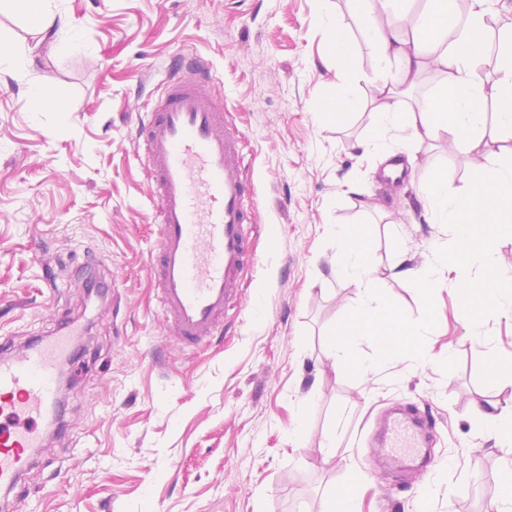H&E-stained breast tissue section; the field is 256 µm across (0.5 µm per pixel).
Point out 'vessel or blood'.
<instances>
[{
  "label": "vessel or blood",
  "instance_id": "1",
  "mask_svg": "<svg viewBox=\"0 0 512 512\" xmlns=\"http://www.w3.org/2000/svg\"><path fill=\"white\" fill-rule=\"evenodd\" d=\"M215 77L198 66L195 78L170 73L137 127L155 202L158 240L153 260L161 313L179 344L213 339L224 312L239 305V279L257 257L251 248L258 201L243 181L239 133L224 119ZM65 338L0 357V488L29 474L50 423ZM424 420L405 413L384 429L383 446L396 462L420 455Z\"/></svg>",
  "mask_w": 512,
  "mask_h": 512
}]
</instances>
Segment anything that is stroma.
Wrapping results in <instances>:
<instances>
[{
  "label": "stroma",
  "instance_id": "35a3bbf8",
  "mask_svg": "<svg viewBox=\"0 0 512 512\" xmlns=\"http://www.w3.org/2000/svg\"><path fill=\"white\" fill-rule=\"evenodd\" d=\"M80 48L34 47L24 19L0 12V44L33 47L30 64L0 65V349L21 348L73 321L65 427L47 437L31 476L0 493V512H322L352 487L357 512H411L414 474L371 445L395 404L435 422L430 512H485L512 463L474 410L512 400L489 380L512 355V321L469 325L457 295L399 277L432 266L446 242L419 188L434 170L457 193L478 169L447 139L389 141L404 181L379 183L362 154L371 133L375 56L343 0H54ZM349 29L361 109L336 123V58L321 9ZM207 62L243 138V174L259 201L258 260L242 275L231 331L177 344L151 269L157 228L132 115L163 89L178 53ZM47 97L36 100L31 83ZM336 224L367 227L365 259L383 307L418 336L362 340L369 374L333 371L358 285L338 277ZM114 286L111 295L87 284ZM336 455L326 457L327 434Z\"/></svg>",
  "mask_w": 512,
  "mask_h": 512
}]
</instances>
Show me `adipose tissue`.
Here are the masks:
<instances>
[{
    "mask_svg": "<svg viewBox=\"0 0 512 512\" xmlns=\"http://www.w3.org/2000/svg\"><path fill=\"white\" fill-rule=\"evenodd\" d=\"M390 0H346L376 56V70L369 81L380 106L373 115L372 134L364 150L382 154L393 130L407 127L412 139L424 143L446 137L457 154L476 158L481 144L507 150L512 145V24L490 34L486 18L492 0H468L465 20L448 13V0H426L418 21L392 12ZM0 7L24 17L33 34L57 29L59 35L78 44L77 32L49 0H0ZM327 40L336 55L340 91L323 111L327 120L359 108L353 92L358 75L353 65L348 31L331 15H323ZM495 41L500 77L492 88L477 79L488 41ZM434 68L443 80L439 90L422 107L406 108L402 95L415 84L424 69ZM494 99L496 112L487 116L486 99ZM420 198L430 223L452 227L459 253L436 248L440 266H449L455 277L450 288L461 298L472 322L489 316L512 320V289L504 287L493 251L498 231L512 223V162L485 168L482 177L466 192L448 190V177L434 172L420 187ZM339 275L361 288V297L349 311L354 338L401 334V320L391 310L375 306L369 269L364 258L365 230L341 226Z\"/></svg>",
    "mask_w": 512,
    "mask_h": 512,
    "instance_id": "1",
    "label": "adipose tissue"
}]
</instances>
